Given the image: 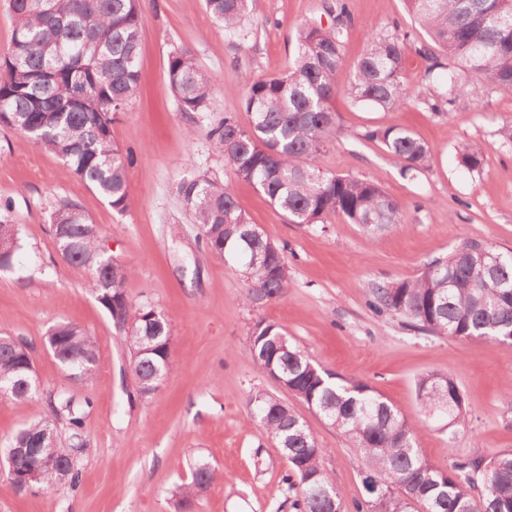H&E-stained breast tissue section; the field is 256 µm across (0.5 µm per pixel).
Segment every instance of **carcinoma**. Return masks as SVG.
I'll return each instance as SVG.
<instances>
[{
	"label": "carcinoma",
	"instance_id": "obj_1",
	"mask_svg": "<svg viewBox=\"0 0 512 512\" xmlns=\"http://www.w3.org/2000/svg\"><path fill=\"white\" fill-rule=\"evenodd\" d=\"M249 0H204L224 32L241 33ZM411 16L434 46L417 52L429 62L425 78L437 77L432 93L409 86L404 77L408 34L397 26L372 33L355 68L349 94L357 103L399 109L420 102L436 112L461 94L488 87L512 91V0H407ZM14 20L10 46L0 56V125L22 133L65 163L67 169L108 201L128 209L129 154L112 142L114 115L128 107L139 80L142 35L140 0H9ZM332 23L304 22L295 27L294 57L288 72L254 78L240 76L242 100L251 123L242 127L224 117L209 132L211 148L235 174L254 185L291 224H326L342 217L373 239L404 224L399 204L375 181L321 172L311 161L336 127L332 100L343 65V38L352 25L344 0L328 7ZM449 56L454 67L442 62ZM167 73L179 111L206 112L213 94L210 76L192 51L176 47ZM362 138L377 142L405 173L424 169L432 148L402 126L373 127ZM470 170L482 166L483 153L472 145L458 150ZM183 206L199 226L206 248L243 265L242 303L258 307L255 290L266 302L290 288L286 247L265 237L249 238L253 223L231 189L190 176L177 185ZM9 201L0 203V269L11 266L20 247L19 229L10 223ZM54 240L67 247L62 259L90 271L89 288L107 310L128 346L133 399H144L175 370L168 321L154 309L133 306L125 291L134 266L118 264L102 252L93 224L76 205L64 203L50 217ZM472 239L446 258L426 264L413 279L372 283V307L398 315L411 329L442 339L481 338L512 345V253L485 265ZM46 344L68 376L90 380L98 363L97 343L88 331L60 323ZM254 362L285 380L293 394L363 451V500L349 506L322 465L323 450L302 418L281 397L258 391L250 397L257 419L281 449L288 448L285 478L295 512H512V451L488 460L467 458L442 469L419 452L416 435L433 416L448 426L465 425L466 400L448 375L427 373L416 382L420 416L412 420L363 382L336 380L316 367L306 349L276 323L258 321L249 337ZM24 399L35 392L32 346L21 337L0 336V388ZM50 414L21 429L5 452L35 448L44 434L59 467L41 473L40 489L51 493L65 482L79 483L78 464L86 450L85 407L66 393L49 398ZM63 420L67 435L58 434ZM214 472L197 462L191 481L174 493L181 510L208 490Z\"/></svg>",
	"mask_w": 512,
	"mask_h": 512
}]
</instances>
